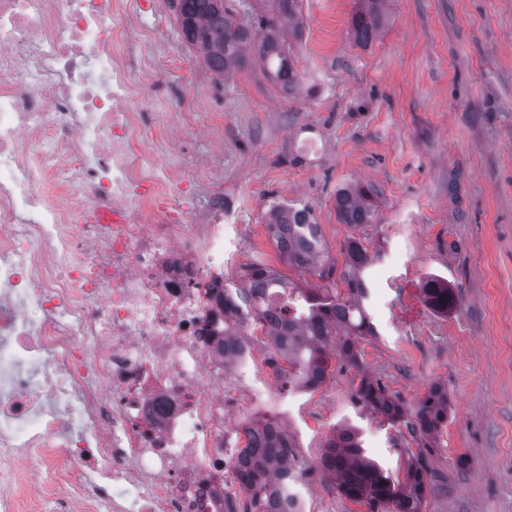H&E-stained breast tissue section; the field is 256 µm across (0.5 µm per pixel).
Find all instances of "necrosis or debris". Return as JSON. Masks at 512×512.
I'll list each match as a JSON object with an SVG mask.
<instances>
[{
	"instance_id": "1",
	"label": "necrosis or debris",
	"mask_w": 512,
	"mask_h": 512,
	"mask_svg": "<svg viewBox=\"0 0 512 512\" xmlns=\"http://www.w3.org/2000/svg\"><path fill=\"white\" fill-rule=\"evenodd\" d=\"M164 0H0V512H224L243 426L287 383L220 347L224 227L173 203L144 107ZM235 413L241 423L228 427Z\"/></svg>"
}]
</instances>
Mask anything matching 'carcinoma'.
I'll use <instances>...</instances> for the list:
<instances>
[{"instance_id": "carcinoma-1", "label": "carcinoma", "mask_w": 512, "mask_h": 512, "mask_svg": "<svg viewBox=\"0 0 512 512\" xmlns=\"http://www.w3.org/2000/svg\"><path fill=\"white\" fill-rule=\"evenodd\" d=\"M177 22L184 39L198 50L208 68L224 76L245 63V51L259 44V56L268 79L284 93L298 88L294 69L293 44L302 35L300 0H254L248 11L257 15L249 25L236 18L231 0H173ZM386 0H358L351 25L355 41L365 45L383 29ZM336 213L343 224L358 227L373 224L378 217L376 190L369 185L346 184L336 191ZM265 229L280 260L301 276L309 274L318 283L306 286L282 275L261 262L243 267L242 287L210 289L213 312L224 316V340L242 335L239 296L242 289L267 283L269 293L252 304V320L263 321L276 301L288 303L293 297L296 313L268 327L266 347L275 374L289 382L299 381L304 389H315L328 379L329 360L338 355L345 363L358 365V342L372 333L360 303L365 294L361 271L369 256L357 240L348 242L346 253L350 275L348 294L336 289L335 263L328 259L321 227L310 209L292 204H276L266 215ZM424 303L434 312L446 315L457 306L458 292L443 277L427 276L421 284ZM359 418H380L391 425H403L422 445L408 455L403 478H392L365 454L361 428L346 422L327 440L321 470L333 487L346 499L365 505L369 512H424L430 490L428 454L436 436L448 423V392L433 385L413 408H408L384 385L370 378L361 379L351 395ZM246 466L238 479L246 494L244 507L224 501L225 512H269L270 502L292 494L290 483L305 475L304 461L296 445L279 427L266 431L260 448H245Z\"/></svg>"}]
</instances>
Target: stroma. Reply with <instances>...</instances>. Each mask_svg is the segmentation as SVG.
Returning a JSON list of instances; mask_svg holds the SVG:
<instances>
[{
  "mask_svg": "<svg viewBox=\"0 0 512 512\" xmlns=\"http://www.w3.org/2000/svg\"><path fill=\"white\" fill-rule=\"evenodd\" d=\"M294 47L300 90L284 95L255 48L217 78L179 34L173 7L144 22L168 70L145 95L175 111L180 178L199 210L224 198L226 282L254 260L281 268L265 229L271 201L312 208L337 273L358 238L372 260L363 305L374 333L359 366L331 359L327 382L291 397L282 427L312 469L305 512H367L317 468L334 427L352 416L361 377L406 404L431 385L452 404L428 458L426 512H512V0H388V24L356 43V0H302ZM219 127L223 145L205 139ZM358 182L378 195V220L339 223L336 190ZM460 290L442 316L420 293L426 276ZM366 454L393 475L419 443L405 427L362 420Z\"/></svg>",
  "mask_w": 512,
  "mask_h": 512,
  "instance_id": "obj_1",
  "label": "stroma"
}]
</instances>
